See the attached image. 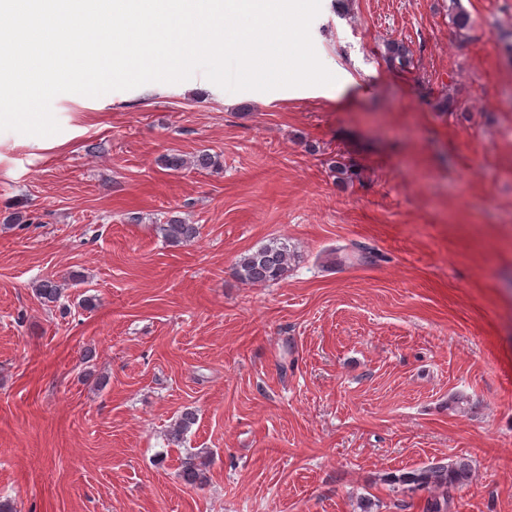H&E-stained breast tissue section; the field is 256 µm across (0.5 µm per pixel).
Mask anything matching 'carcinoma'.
Listing matches in <instances>:
<instances>
[{"mask_svg":"<svg viewBox=\"0 0 512 512\" xmlns=\"http://www.w3.org/2000/svg\"><path fill=\"white\" fill-rule=\"evenodd\" d=\"M450 14L451 23L459 33L471 29L472 20L465 10L457 6ZM383 59L392 69L407 70L414 66V55L410 46L403 41L389 40L384 44ZM163 165L173 171H178L191 164L197 168L208 169L216 164V157L210 153L201 152L194 156L192 162H187L182 156L173 154L162 157ZM162 237L172 246L191 244L199 234L195 224H187L179 217L170 218L167 223L160 225ZM291 260L288 245L271 242L251 250L240 257L237 263L239 278L252 285H264L280 280L287 272ZM37 295L46 304L57 303L62 296V289L54 280L42 281L36 289ZM196 423V412L191 408L184 409L169 430L170 439L180 441ZM210 456L205 448L190 454L184 459L178 472V477L187 485L200 486L204 483V468ZM471 480V465L465 458L443 464L435 463L398 479L404 485L402 491L416 492L426 490L438 491L427 502L426 512H445L448 508V492L468 484Z\"/></svg>","mask_w":512,"mask_h":512,"instance_id":"cac0c4a2","label":"carcinoma"}]
</instances>
